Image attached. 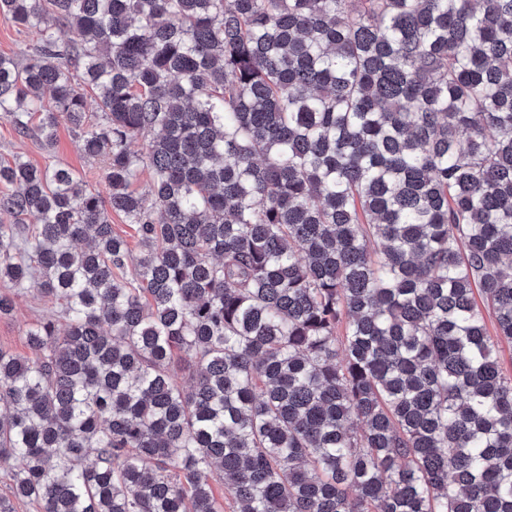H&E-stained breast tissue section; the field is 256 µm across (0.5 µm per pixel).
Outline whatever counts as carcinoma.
Listing matches in <instances>:
<instances>
[{
  "instance_id": "cac0c4a2",
  "label": "carcinoma",
  "mask_w": 512,
  "mask_h": 512,
  "mask_svg": "<svg viewBox=\"0 0 512 512\" xmlns=\"http://www.w3.org/2000/svg\"><path fill=\"white\" fill-rule=\"evenodd\" d=\"M0 13V118L110 188L0 160V317L66 321L0 347V512H512V0ZM36 40L34 31L21 28L10 16L0 13V54L21 59L23 51ZM18 292L14 314L0 318V347L30 357L31 351L24 340V334L29 325L38 320L50 318L62 327L65 321L60 309L41 295L36 283L27 282L24 288H19Z\"/></svg>"
}]
</instances>
